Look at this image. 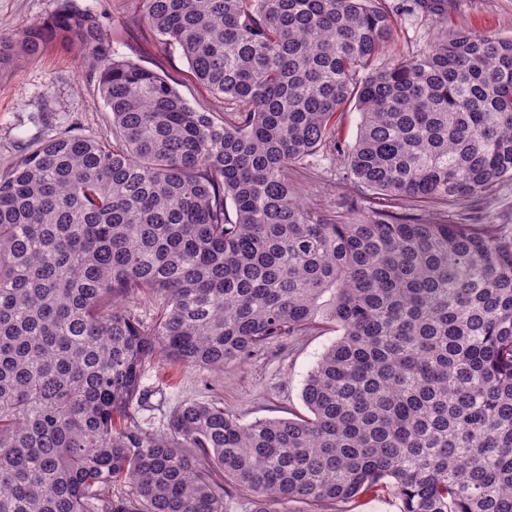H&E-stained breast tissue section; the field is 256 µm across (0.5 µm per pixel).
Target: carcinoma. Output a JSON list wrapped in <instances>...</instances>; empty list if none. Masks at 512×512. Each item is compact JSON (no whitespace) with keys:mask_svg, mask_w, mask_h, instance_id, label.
I'll return each mask as SVG.
<instances>
[{"mask_svg":"<svg viewBox=\"0 0 512 512\" xmlns=\"http://www.w3.org/2000/svg\"><path fill=\"white\" fill-rule=\"evenodd\" d=\"M142 3L233 120L114 57L76 0L0 38V69L78 48L112 114V140L60 134L0 175V512H224L227 487L252 512L379 491L401 512H512V226L410 213L512 180V38L461 26L378 68V0ZM347 105L346 180L376 208L339 221L289 171L336 144ZM327 292L342 334L308 415L189 401L140 426L152 362L244 363L311 331ZM360 122V113L351 106L344 112H339L336 115V139L345 144L353 145L359 131Z\"/></svg>","mask_w":512,"mask_h":512,"instance_id":"cac0c4a2","label":"carcinoma"}]
</instances>
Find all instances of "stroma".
<instances>
[{
  "mask_svg": "<svg viewBox=\"0 0 512 512\" xmlns=\"http://www.w3.org/2000/svg\"><path fill=\"white\" fill-rule=\"evenodd\" d=\"M412 0H381L395 20V34L378 66H387L426 51L456 27L476 34L512 37V0H447V16L411 10ZM97 14L112 54L166 74L174 87L199 111L223 116L231 103L216 97L193 79L180 48L163 45L143 25L141 0H77ZM59 0H0V37H13L51 17ZM75 130L87 137L112 135V115L98 92L97 77L78 66L70 48L56 45L36 59L13 61L0 72V175L15 164L23 150L39 139ZM312 171L296 176L298 194L322 211L362 217L367 194L341 181V159L318 152ZM319 328L296 336L244 364L223 370H191L160 362L147 367L142 384L148 392L138 418L149 430L162 429L166 417L187 399L215 401L241 422L291 418L306 408L301 393L308 373L339 336L327 314Z\"/></svg>",
  "mask_w": 512,
  "mask_h": 512,
  "instance_id": "35a3bbf8",
  "label": "stroma"
}]
</instances>
